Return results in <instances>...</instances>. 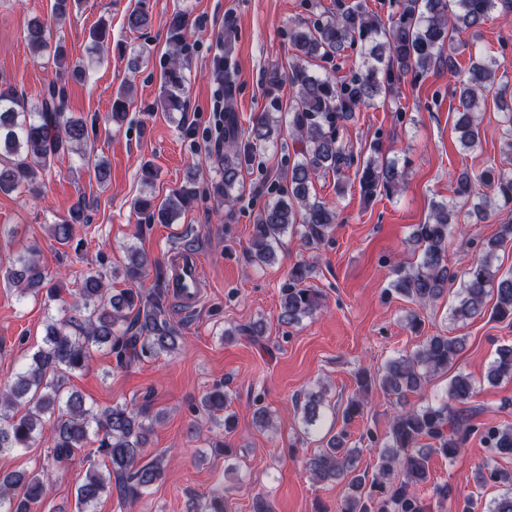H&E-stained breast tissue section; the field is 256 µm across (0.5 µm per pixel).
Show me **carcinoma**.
<instances>
[{
    "label": "carcinoma",
    "instance_id": "1",
    "mask_svg": "<svg viewBox=\"0 0 512 512\" xmlns=\"http://www.w3.org/2000/svg\"><path fill=\"white\" fill-rule=\"evenodd\" d=\"M81 0H54L53 19L60 22L80 7ZM512 7V0H392L390 25L382 24L365 5L357 3L339 13L319 14L310 22L294 24L289 41L298 52L288 74L274 71L273 86L283 82L298 90L296 103L288 107V134L300 145V159L293 163L281 181L270 187V198L259 211L247 248L248 261L262 267L277 255L281 238L288 232L299 235L305 245L317 248L332 234L336 209L312 195L315 179L332 171L341 174L353 163L342 136V121L361 106L384 102L401 78L416 77L440 62L448 66L458 93L459 118L456 130L466 150L480 146L477 113L482 111L485 93L499 84V61L492 56L471 60L465 74L453 61L457 46L453 34L478 27L498 6ZM151 17L145 0L126 16L131 31L149 26ZM173 45L171 66L163 73V93L159 100L165 111L183 108L181 91L185 83L180 55L186 46V16L173 14L168 21ZM29 49L41 55L48 49L47 23L32 20L26 32ZM356 53L352 76L337 83L329 76H317L305 62L342 54ZM65 87L50 82L26 110L16 108V98L0 92V193L40 194L44 178L55 158L73 153L85 158L88 151L87 120L69 117L65 108ZM130 102L122 92L112 102L111 120L123 122ZM497 108L503 113L501 139L505 161L494 170L463 172L455 182L454 196L433 202L428 220L413 226L410 242L419 252L410 265L398 264L392 270L388 292L396 293L420 306H428L448 293V283L456 274L448 268V245L458 220V205L470 206L476 218L485 221L495 212L512 208V98L497 95ZM279 100L270 101L247 134L237 128L233 106L224 98V201L233 198L243 173L254 167L258 149L281 136ZM367 160L359 177V187L367 201L380 192L392 195L401 190L406 168L395 160L381 161L375 154ZM197 199L195 175L174 189L160 203L141 198L135 203L140 223L172 224ZM85 204L77 202L68 215L48 225L50 236L59 244L71 241L75 225L82 224ZM512 241V222L499 225L495 236L471 258L450 308V320L465 322L486 311V299L495 298L490 319L512 325V273L502 275L493 260L502 243ZM126 262L110 271L130 287L112 291L107 275L90 270L76 290L75 303L58 310L46 325L43 345L17 375L10 387L0 393V454L32 448L49 433L48 457L63 466L79 451L86 453L88 466L75 488L77 512H93L94 504L109 492L119 500L134 502L149 493L162 479L164 456L145 458L160 414L151 412L150 395L141 404L116 403L104 409L85 406L83 396L66 389L69 376L84 369L95 349H105L118 368H128L146 358L176 353L183 336L171 321L166 292L155 288L147 295L137 284L155 271L158 282L164 269L142 249H126ZM313 267L298 261L288 268L282 288L278 321L295 325L321 309L323 295L306 285ZM6 279L23 295L38 294L46 278L38 249L29 247L7 268ZM264 328L260 322L236 327L230 336L257 340ZM464 349V339L437 334L427 336L409 355L392 357L377 370L361 369L355 375L356 389L342 408L343 423L363 412L365 396L375 390L394 399L399 409L392 415L388 441L380 449L373 471L359 466L361 449L348 447L349 433L342 428L331 435L326 445L310 458L306 467L317 483L345 482L344 497L336 512H431V503L450 501L455 512H512V470L498 466L497 459L512 458V426L492 425L478 430L464 410L475 392L473 379L463 373L452 376L446 400L439 404L415 405L409 396H421L430 380L455 363ZM487 379L494 383L512 379V344L500 345L492 360ZM229 397L224 386H216L200 398L197 411L224 433L236 429L235 417L218 420ZM322 396L305 394L300 406L306 427L321 418ZM481 433L489 455L479 466L474 490L460 496L448 483L433 480L429 462L439 455L453 459L470 437ZM96 444L92 449L89 444ZM501 493L487 501L483 489L487 482ZM430 495H420V489ZM47 471H15L0 475V512H31L32 505L55 512L47 502ZM224 498L212 494L194 505V512H224Z\"/></svg>",
    "mask_w": 512,
    "mask_h": 512
}]
</instances>
